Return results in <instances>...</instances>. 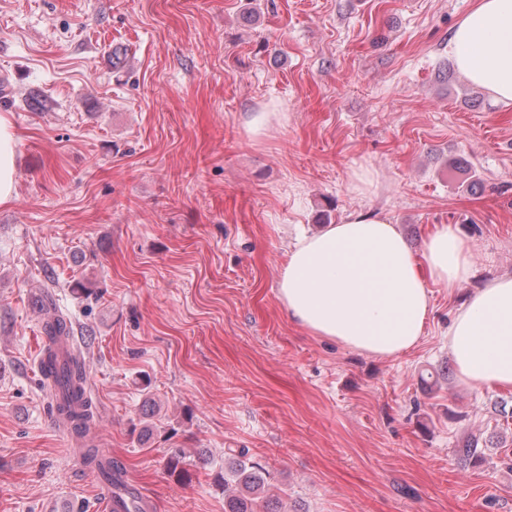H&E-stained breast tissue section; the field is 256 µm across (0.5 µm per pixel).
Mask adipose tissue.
<instances>
[{
  "label": "adipose tissue",
  "mask_w": 512,
  "mask_h": 512,
  "mask_svg": "<svg viewBox=\"0 0 512 512\" xmlns=\"http://www.w3.org/2000/svg\"><path fill=\"white\" fill-rule=\"evenodd\" d=\"M457 69L493 101L512 108V0H476L448 40ZM17 135L0 115V205L13 201ZM473 252L459 231L438 224L416 260L395 224L373 212L297 236L287 248L277 300L313 336L390 359L420 343L431 312L427 282H469ZM457 380L512 389V274L489 279L460 306L448 328Z\"/></svg>",
  "instance_id": "ef3b65f1"
}]
</instances>
